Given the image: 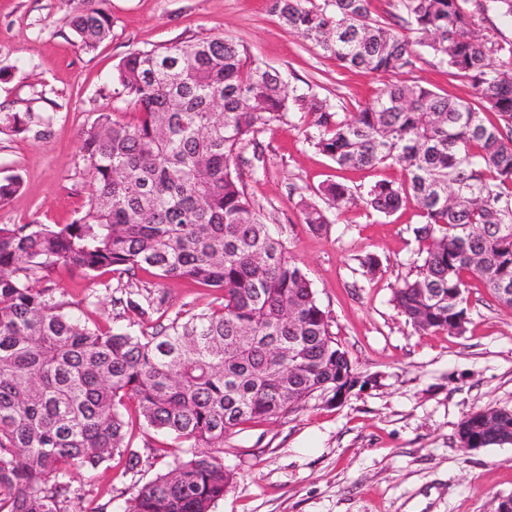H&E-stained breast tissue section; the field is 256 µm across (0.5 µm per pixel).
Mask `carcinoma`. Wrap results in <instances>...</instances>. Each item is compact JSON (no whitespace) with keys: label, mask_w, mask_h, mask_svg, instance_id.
Wrapping results in <instances>:
<instances>
[{"label":"carcinoma","mask_w":512,"mask_h":512,"mask_svg":"<svg viewBox=\"0 0 512 512\" xmlns=\"http://www.w3.org/2000/svg\"><path fill=\"white\" fill-rule=\"evenodd\" d=\"M371 5L273 0L289 31L342 67L398 75L430 52L481 105L388 83L348 119L326 99L285 90L277 70L229 38L141 50L109 78L135 122L101 112L81 136L92 180L83 209L68 224H0V512H64L74 474L115 456L137 468L127 440L136 421L187 448L136 490L128 512H211L235 480L218 455L226 435L289 415L354 375L306 274L238 173L248 137L288 112L310 119V143L337 166L404 171L399 183L372 184L363 202L381 214L410 197L417 205L422 262L393 292L415 329L462 333L470 276L512 306L503 294L512 289V41H485L474 22L478 12L512 21V0H401L398 30ZM111 28L97 8L71 20L88 50ZM0 126L30 130L17 112ZM21 185L18 175L0 179V203ZM321 195L338 208L355 202L342 183ZM301 211L310 230L326 228L317 204ZM59 264L89 277L151 268L222 302L149 331L101 327L41 286ZM134 295L123 310L150 314V298ZM457 434L463 448L500 446L512 437V411H474Z\"/></svg>","instance_id":"obj_1"}]
</instances>
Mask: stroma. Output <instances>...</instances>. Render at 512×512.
<instances>
[{
    "label": "stroma",
    "instance_id": "35a3bbf8",
    "mask_svg": "<svg viewBox=\"0 0 512 512\" xmlns=\"http://www.w3.org/2000/svg\"><path fill=\"white\" fill-rule=\"evenodd\" d=\"M81 0H0V113L49 118L45 136L0 129V178L21 174V189L0 204V224H66L82 209L91 179L80 136L98 113L134 122V107L113 97L107 78L129 54L178 42L229 37L252 59L280 72L289 87L316 94L353 116L391 80L474 100L472 86L425 56L397 78L339 65L281 23L270 0H95L112 33L95 49L74 41L70 20ZM300 113L260 127L242 153L245 189L286 256L301 266L332 330L361 380L341 400L316 397L280 419L243 423L226 436L223 460L236 479L213 512H492L512 496V445L467 451L457 430L468 414L512 409V307L498 304L478 280L468 292L462 335L417 331L393 302V290L414 276L419 223L414 201L390 215L361 206L327 209L316 233L302 222L301 201L320 202V189L341 182L355 195L379 180L401 182L399 167L344 169L309 143ZM373 255L376 275L360 260ZM132 286L162 299L160 313H121L117 275L96 279L60 265L49 276L56 296L90 323L139 330L159 316L196 313L216 292L187 279L137 272ZM130 443L142 463L126 471L112 459L73 484L67 512H126L141 485L167 472L168 436L133 426Z\"/></svg>",
    "mask_w": 512,
    "mask_h": 512
}]
</instances>
